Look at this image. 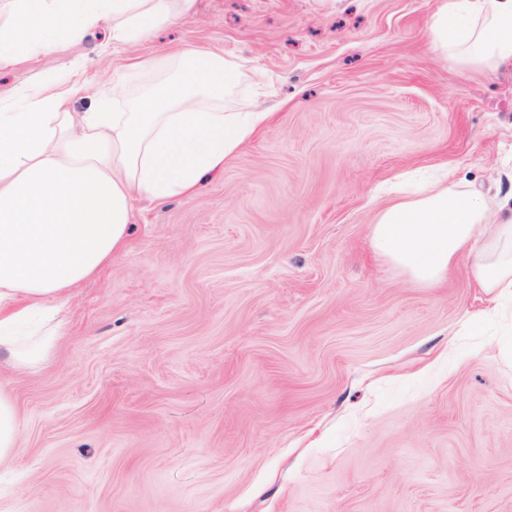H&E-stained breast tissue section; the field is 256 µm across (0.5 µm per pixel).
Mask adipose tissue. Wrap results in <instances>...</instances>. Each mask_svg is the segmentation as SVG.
I'll return each mask as SVG.
<instances>
[{"label": "adipose tissue", "mask_w": 512, "mask_h": 512, "mask_svg": "<svg viewBox=\"0 0 512 512\" xmlns=\"http://www.w3.org/2000/svg\"><path fill=\"white\" fill-rule=\"evenodd\" d=\"M194 0H0V68L25 64L104 26L113 45L145 39ZM433 41L460 69L512 67V0H443ZM84 62L0 97V359L35 371L64 334L59 306L123 250L143 200L188 195L223 167L267 112H231L239 82L261 88L260 71L187 48L125 66L109 95L75 112ZM374 253L423 287L468 258L471 281L496 305L512 302V204L439 183L380 209ZM22 419L0 386V464L16 454Z\"/></svg>", "instance_id": "adipose-tissue-1"}]
</instances>
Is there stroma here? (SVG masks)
Masks as SVG:
<instances>
[{
    "label": "stroma",
    "mask_w": 512,
    "mask_h": 512,
    "mask_svg": "<svg viewBox=\"0 0 512 512\" xmlns=\"http://www.w3.org/2000/svg\"><path fill=\"white\" fill-rule=\"evenodd\" d=\"M442 0H196L146 42L99 28L0 69V96L80 56L89 92L197 47L267 79L269 120L59 312L38 371L0 378L23 429L0 512H512V320L467 260L413 284L370 247L387 185L512 187V72L434 49Z\"/></svg>",
    "instance_id": "1"
}]
</instances>
